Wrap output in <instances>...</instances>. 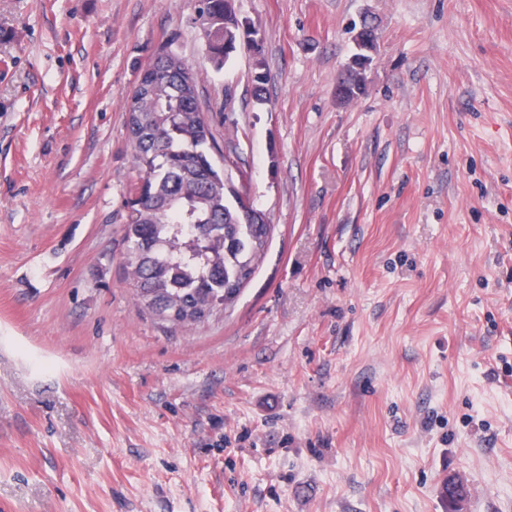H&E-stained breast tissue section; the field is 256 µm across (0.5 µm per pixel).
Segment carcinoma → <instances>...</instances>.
<instances>
[{
  "mask_svg": "<svg viewBox=\"0 0 512 512\" xmlns=\"http://www.w3.org/2000/svg\"><path fill=\"white\" fill-rule=\"evenodd\" d=\"M228 0H203L209 18L205 54L217 71L237 49V34L224 29ZM158 77L150 92L125 102L126 128L135 136L138 179L125 205V268L136 300L176 326L209 314L211 302L251 279L268 238L245 223L229 194L211 151L215 137L198 97L199 72L173 49L153 54ZM256 103L268 102L263 50L253 51ZM364 72L344 71L337 96L357 97Z\"/></svg>",
  "mask_w": 512,
  "mask_h": 512,
  "instance_id": "obj_1",
  "label": "carcinoma"
}]
</instances>
